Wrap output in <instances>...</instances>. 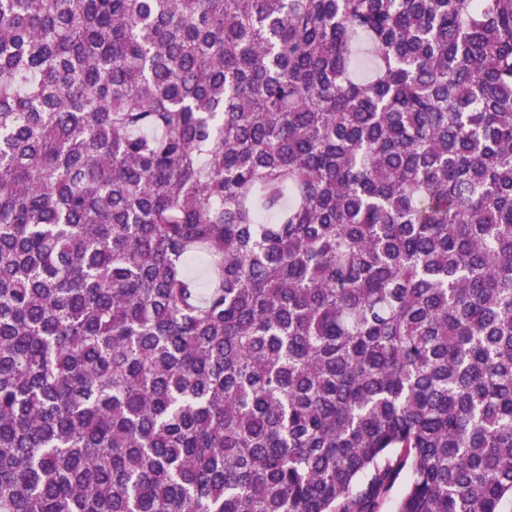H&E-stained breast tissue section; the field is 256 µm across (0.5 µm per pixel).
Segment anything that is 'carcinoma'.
Segmentation results:
<instances>
[{
	"mask_svg": "<svg viewBox=\"0 0 512 512\" xmlns=\"http://www.w3.org/2000/svg\"><path fill=\"white\" fill-rule=\"evenodd\" d=\"M402 474L512 500V0H0V512Z\"/></svg>",
	"mask_w": 512,
	"mask_h": 512,
	"instance_id": "obj_1",
	"label": "carcinoma"
}]
</instances>
